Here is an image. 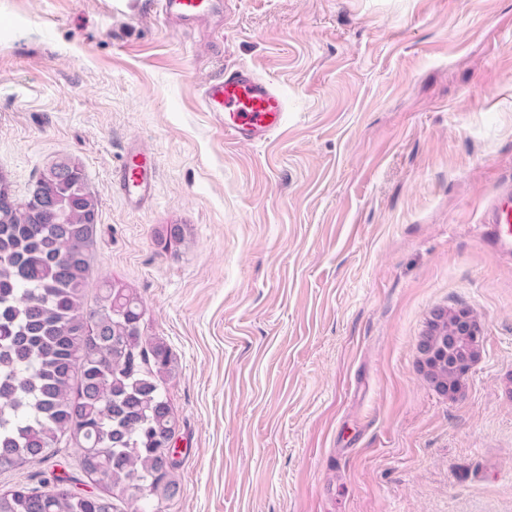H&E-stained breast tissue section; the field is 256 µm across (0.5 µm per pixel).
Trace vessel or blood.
Returning <instances> with one entry per match:
<instances>
[{"label": "vessel or blood", "instance_id": "vessel-or-blood-1", "mask_svg": "<svg viewBox=\"0 0 512 512\" xmlns=\"http://www.w3.org/2000/svg\"><path fill=\"white\" fill-rule=\"evenodd\" d=\"M160 12L169 23L189 29L220 8V0H159ZM201 101L212 122L243 143H260L286 123L285 101L272 83L255 72L227 69L209 79ZM156 167L143 154L130 149L114 186L134 208L148 205L154 196ZM480 237L493 258L512 260V189L499 192L484 212Z\"/></svg>", "mask_w": 512, "mask_h": 512}]
</instances>
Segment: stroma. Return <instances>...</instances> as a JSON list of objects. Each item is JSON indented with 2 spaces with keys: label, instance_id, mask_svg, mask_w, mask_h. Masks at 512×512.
<instances>
[{
  "label": "stroma",
  "instance_id": "35a3bbf8",
  "mask_svg": "<svg viewBox=\"0 0 512 512\" xmlns=\"http://www.w3.org/2000/svg\"><path fill=\"white\" fill-rule=\"evenodd\" d=\"M224 4L184 33L153 0H0V173L23 200L83 166L85 299L135 288L178 358L169 512H512V264L478 237L512 180V0ZM238 67L284 95L265 142L203 110ZM131 147L144 210L113 188ZM438 306L482 321L456 399L417 365ZM58 478L94 488L64 442L0 490Z\"/></svg>",
  "mask_w": 512,
  "mask_h": 512
}]
</instances>
